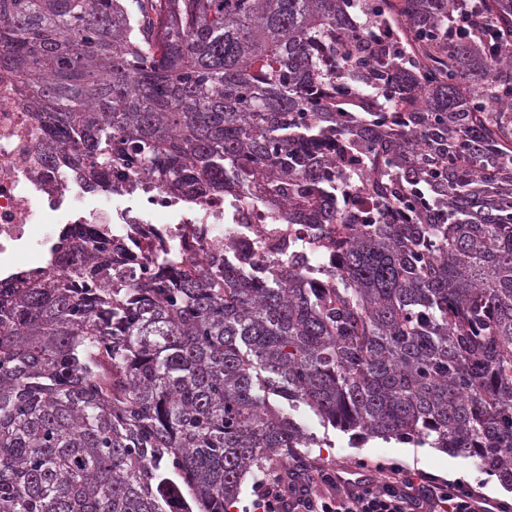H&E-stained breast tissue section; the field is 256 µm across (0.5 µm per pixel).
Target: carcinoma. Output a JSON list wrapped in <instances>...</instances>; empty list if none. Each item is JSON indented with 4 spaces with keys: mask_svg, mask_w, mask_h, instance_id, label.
Returning <instances> with one entry per match:
<instances>
[{
    "mask_svg": "<svg viewBox=\"0 0 512 512\" xmlns=\"http://www.w3.org/2000/svg\"><path fill=\"white\" fill-rule=\"evenodd\" d=\"M458 4L0 0V68L90 188L131 166L348 235L327 288H132L100 247L0 282V512H229L314 445L271 394L512 488V0L454 38ZM341 175L360 208L324 205Z\"/></svg>",
    "mask_w": 512,
    "mask_h": 512,
    "instance_id": "carcinoma-1",
    "label": "carcinoma"
}]
</instances>
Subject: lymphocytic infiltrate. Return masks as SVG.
Listing matches in <instances>:
<instances>
[{
	"label": "lymphocytic infiltrate",
	"instance_id": "1",
	"mask_svg": "<svg viewBox=\"0 0 512 512\" xmlns=\"http://www.w3.org/2000/svg\"><path fill=\"white\" fill-rule=\"evenodd\" d=\"M256 512H512L463 482L439 479L400 463L348 478L335 468L296 464L290 479L258 481Z\"/></svg>",
	"mask_w": 512,
	"mask_h": 512
}]
</instances>
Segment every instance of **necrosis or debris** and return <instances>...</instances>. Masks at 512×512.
<instances>
[{
  "label": "necrosis or debris",
  "instance_id": "obj_1",
  "mask_svg": "<svg viewBox=\"0 0 512 512\" xmlns=\"http://www.w3.org/2000/svg\"><path fill=\"white\" fill-rule=\"evenodd\" d=\"M45 141L12 74L0 70V278L63 270L89 229L97 242L120 245L112 273L133 285L165 262L212 271L232 258L257 280L285 265L306 288L336 268L335 225L273 224L260 205L205 192L189 200L140 169L113 168L111 190L97 192L52 162Z\"/></svg>",
  "mask_w": 512,
  "mask_h": 512
}]
</instances>
